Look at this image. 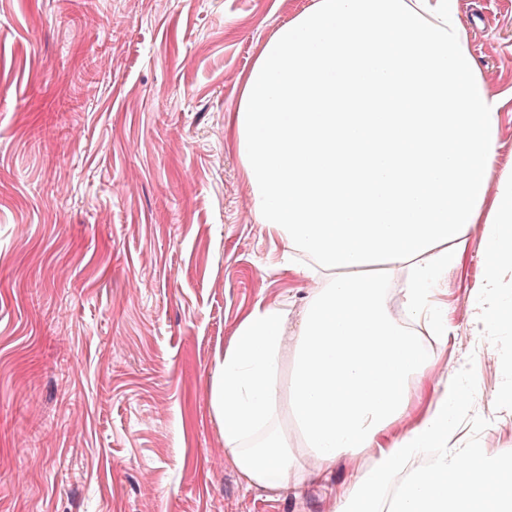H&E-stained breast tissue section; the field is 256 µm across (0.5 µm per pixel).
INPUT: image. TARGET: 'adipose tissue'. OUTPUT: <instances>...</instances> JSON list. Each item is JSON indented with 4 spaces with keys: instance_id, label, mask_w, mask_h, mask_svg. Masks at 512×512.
Segmentation results:
<instances>
[{
    "instance_id": "ef3b65f1",
    "label": "adipose tissue",
    "mask_w": 512,
    "mask_h": 512,
    "mask_svg": "<svg viewBox=\"0 0 512 512\" xmlns=\"http://www.w3.org/2000/svg\"><path fill=\"white\" fill-rule=\"evenodd\" d=\"M496 122L457 0H315L265 43L231 133L257 218L285 253L316 258L302 274L319 285L293 325L284 304L256 303L217 359L210 403L247 488L276 496L363 456L334 512H512V453L455 437L467 368L430 374L448 341L432 296L473 231L486 256L471 321L512 359V169L495 167ZM376 258L406 275L403 318L366 273ZM423 393L424 416L382 443Z\"/></svg>"
}]
</instances>
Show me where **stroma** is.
Instances as JSON below:
<instances>
[{"label": "stroma", "instance_id": "obj_1", "mask_svg": "<svg viewBox=\"0 0 512 512\" xmlns=\"http://www.w3.org/2000/svg\"><path fill=\"white\" fill-rule=\"evenodd\" d=\"M315 0H0V512H332L330 479L246 489L209 404L259 301L309 282L252 209L227 126L264 44ZM512 164V0H458ZM467 237L439 285L467 363L462 442L512 452L494 341L456 316L481 277Z\"/></svg>", "mask_w": 512, "mask_h": 512}]
</instances>
